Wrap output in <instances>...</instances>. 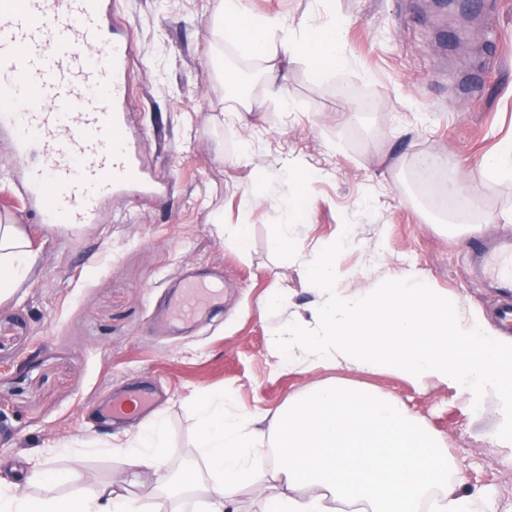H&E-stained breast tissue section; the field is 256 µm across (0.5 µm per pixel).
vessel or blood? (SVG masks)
I'll return each instance as SVG.
<instances>
[{"instance_id": "1", "label": "vessel or blood", "mask_w": 512, "mask_h": 512, "mask_svg": "<svg viewBox=\"0 0 512 512\" xmlns=\"http://www.w3.org/2000/svg\"><path fill=\"white\" fill-rule=\"evenodd\" d=\"M129 36L112 32L109 0H0V132L25 170L26 209L52 229L95 224L115 196L162 199L165 183L147 175L128 128ZM474 262L488 287L506 297L496 311L512 333V240L473 238ZM220 293L186 266L165 322L191 326Z\"/></svg>"}]
</instances>
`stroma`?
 Listing matches in <instances>:
<instances>
[{
    "label": "stroma",
    "instance_id": "obj_1",
    "mask_svg": "<svg viewBox=\"0 0 512 512\" xmlns=\"http://www.w3.org/2000/svg\"><path fill=\"white\" fill-rule=\"evenodd\" d=\"M431 2L247 0L293 39L335 21L345 60L318 78L305 58L270 67L216 36L215 0H112L113 27L132 39L129 119L147 135L145 167L169 193L110 199L100 223L56 234L24 210L22 174L0 136V214L25 224L37 253L0 301V487L27 492L23 472L37 458L72 472L68 495L122 479L125 461L111 447L145 423L101 422L97 407L115 392H163L155 413L167 421L166 454L186 466L208 396L261 415L337 382L404 403L472 483L512 504V450L494 437V393L477 403L454 385L418 386L388 371L291 369L268 349L315 301L306 262L347 221L339 288L405 272L485 316L497 302L465 247L478 234L512 235V180L482 166L512 139V0H478L475 25ZM421 160L468 178L470 195L437 206L414 181ZM235 224L247 227L244 246L224 233ZM280 224L306 227L287 252L271 247ZM191 261L223 268V312L201 318L191 336L149 335Z\"/></svg>",
    "mask_w": 512,
    "mask_h": 512
}]
</instances>
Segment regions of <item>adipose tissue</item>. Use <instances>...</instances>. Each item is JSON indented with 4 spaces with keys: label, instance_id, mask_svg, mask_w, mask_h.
Returning <instances> with one entry per match:
<instances>
[{
    "label": "adipose tissue",
    "instance_id": "ef3b65f1",
    "mask_svg": "<svg viewBox=\"0 0 512 512\" xmlns=\"http://www.w3.org/2000/svg\"><path fill=\"white\" fill-rule=\"evenodd\" d=\"M277 19L253 16L245 0H221L214 13L217 35L270 61L301 56L316 62L317 74L341 57L343 35L328 25L322 35L303 41H274ZM36 260L22 225L0 215V298L10 296ZM194 470L184 472L186 492L199 495L207 512H237L235 496L250 487L263 512H504L495 493L471 484L448 450L397 399L360 386L323 384L264 417L224 398L205 400L196 414ZM166 425L152 421L117 445L127 465L123 480L78 496L59 492L62 475L32 467L29 481L37 495L21 497L0 490V512H143L126 494L135 484L165 487ZM282 490L272 495L270 482Z\"/></svg>",
    "mask_w": 512,
    "mask_h": 512
}]
</instances>
